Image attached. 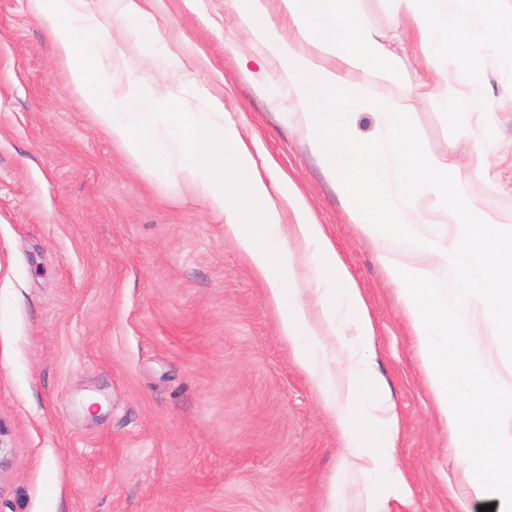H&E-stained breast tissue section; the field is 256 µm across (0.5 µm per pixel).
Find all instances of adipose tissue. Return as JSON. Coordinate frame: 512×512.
<instances>
[{"label": "adipose tissue", "instance_id": "1", "mask_svg": "<svg viewBox=\"0 0 512 512\" xmlns=\"http://www.w3.org/2000/svg\"><path fill=\"white\" fill-rule=\"evenodd\" d=\"M39 0L44 28L69 67V81L87 112L151 171L172 176L184 194L204 198L224 216L226 234L267 285L282 336L299 340L296 361L327 394L326 408L343 442L338 493L365 479L397 490L393 456L399 418L363 352L343 340L339 313L374 334L360 289L330 237L295 185L264 179L240 128L224 119L222 101L201 112H159L130 79L123 55L104 67L112 44L107 20L143 15L144 0ZM287 25L272 20L269 0H231L239 25L276 66L323 172L351 223L376 240L382 264L398 288L419 341L427 378L466 461L474 497L512 512V385L471 345L474 311H481L512 345V225L476 204L481 168L422 151L415 139L416 101L401 82L397 56L351 6L352 0H280ZM395 36L426 62L449 59L450 81L462 84L442 105L455 126L473 132L495 122L486 73L471 59L472 37L498 49L512 65V12L500 0H387ZM355 97L378 110L375 135L325 128L337 99ZM292 224H284V212ZM291 236L322 264L304 301Z\"/></svg>", "mask_w": 512, "mask_h": 512}]
</instances>
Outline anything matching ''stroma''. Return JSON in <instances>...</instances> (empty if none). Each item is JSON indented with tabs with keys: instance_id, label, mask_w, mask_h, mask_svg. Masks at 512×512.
I'll list each match as a JSON object with an SVG mask.
<instances>
[{
	"instance_id": "1",
	"label": "stroma",
	"mask_w": 512,
	"mask_h": 512,
	"mask_svg": "<svg viewBox=\"0 0 512 512\" xmlns=\"http://www.w3.org/2000/svg\"><path fill=\"white\" fill-rule=\"evenodd\" d=\"M154 2L148 20L112 27L134 85L160 110L220 99L362 290L367 353L400 419L403 490L387 512H480L377 244L350 223L287 99L257 91L260 57L230 0ZM469 52L497 102L477 204L512 211V68L480 39ZM398 54L420 147L468 164L475 144L449 122L439 73ZM296 351L223 215L113 143L35 0H0V512H330L342 441Z\"/></svg>"
}]
</instances>
